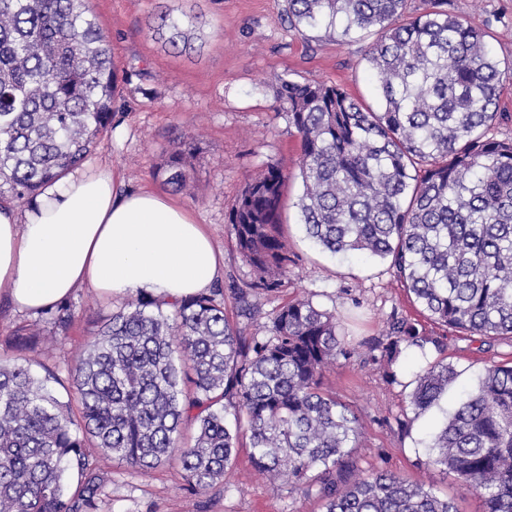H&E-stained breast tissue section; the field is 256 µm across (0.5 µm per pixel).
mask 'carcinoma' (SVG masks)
<instances>
[{
    "label": "carcinoma",
    "instance_id": "cac0c4a2",
    "mask_svg": "<svg viewBox=\"0 0 512 512\" xmlns=\"http://www.w3.org/2000/svg\"><path fill=\"white\" fill-rule=\"evenodd\" d=\"M406 0H285L296 30L351 40L373 28L365 60L378 109L336 86L278 78L277 111L301 140L296 206L309 238L332 254L389 262L420 313L492 345L512 340V140L493 133L505 71L490 49L492 23L474 27L427 0L399 22ZM152 36L191 49L168 10ZM112 46L89 0H0V199L38 195L78 166L112 127ZM194 143L178 141L159 174L190 187ZM288 172L276 160L249 180L232 212L237 248L253 270L232 289L242 317L263 315L293 264L283 233ZM59 303L12 339L23 357L0 361V512H96L97 457L146 473L179 465L187 489L224 481L243 440L254 470L312 493L323 512H457L431 486L385 470L362 472L352 456L359 419L323 388L326 370L355 351L336 316L309 298L268 315L267 336H247L217 293L174 304L138 294L112 312L68 368L78 416L32 370L41 328L67 334ZM370 359L396 380L403 351L436 353L408 396L414 419L438 406L457 376L448 344L392 313ZM196 425L193 444L182 428ZM452 471L485 512H512V365H488L445 418L421 461Z\"/></svg>",
    "mask_w": 512,
    "mask_h": 512
}]
</instances>
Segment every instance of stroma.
<instances>
[{"label": "stroma", "mask_w": 512, "mask_h": 512, "mask_svg": "<svg viewBox=\"0 0 512 512\" xmlns=\"http://www.w3.org/2000/svg\"><path fill=\"white\" fill-rule=\"evenodd\" d=\"M163 6L191 29L194 52L177 53L151 36L148 22ZM90 7L112 41L118 87L113 126L87 156V164L110 165L120 191L150 189L188 208L224 257L216 286L227 291L253 278L235 246L230 214L247 181L267 162H281L289 176L283 223L294 265L278 292L262 297L264 313L302 293L336 311L358 353L327 372L325 381L360 417L361 434L353 450L359 467L383 468L430 484L453 499L459 512H482L481 498L461 489L453 474L425 468L418 460L436 426L452 412L458 393L475 389L490 362H512V341H497L486 350L480 337L462 338L452 328L423 320L427 333L446 337V357L458 377L440 407L413 418L407 395L423 363L420 353L410 349L403 354L392 382L370 360L365 343L382 336L391 313L417 318L416 307L387 262L340 259L307 239L294 206L302 192L296 165L300 136L287 113L277 111L270 85L280 76L335 84L376 105L375 81L364 60L368 41L290 28L283 0H90ZM448 10L476 27L492 22V52L502 65L512 64V0H448ZM183 135L198 142L187 193L173 191L155 176L174 140ZM68 302L74 312L68 335L39 355L63 379L75 352L93 339L123 299L84 287ZM408 418L413 425L406 430L401 423ZM249 456V448H239L223 483L202 496L186 490L176 464L143 474L119 459L99 457L105 485L97 512H320L317 496H302L285 484L271 488L254 474Z\"/></svg>", "instance_id": "1"}]
</instances>
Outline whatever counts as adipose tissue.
<instances>
[{
	"instance_id": "ef3b65f1",
	"label": "adipose tissue",
	"mask_w": 512,
	"mask_h": 512,
	"mask_svg": "<svg viewBox=\"0 0 512 512\" xmlns=\"http://www.w3.org/2000/svg\"><path fill=\"white\" fill-rule=\"evenodd\" d=\"M222 263L190 211L155 192L118 194L107 165L71 172L24 210L0 207V295L23 312L83 287L179 300L208 292Z\"/></svg>"
}]
</instances>
